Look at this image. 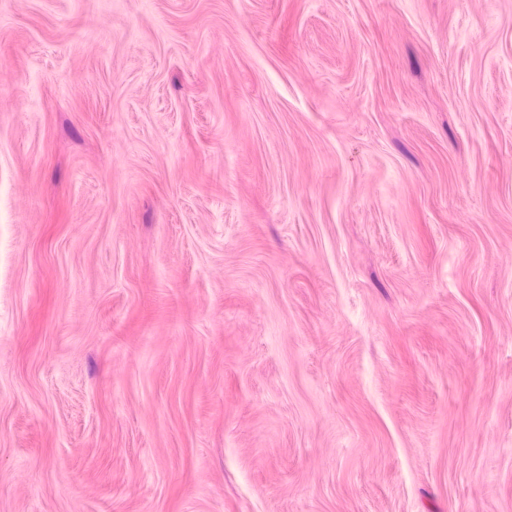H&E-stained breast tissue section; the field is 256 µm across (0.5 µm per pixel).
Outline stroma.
<instances>
[{"label": "stroma", "mask_w": 512, "mask_h": 512, "mask_svg": "<svg viewBox=\"0 0 512 512\" xmlns=\"http://www.w3.org/2000/svg\"><path fill=\"white\" fill-rule=\"evenodd\" d=\"M0 512H512V0H0Z\"/></svg>", "instance_id": "obj_1"}]
</instances>
